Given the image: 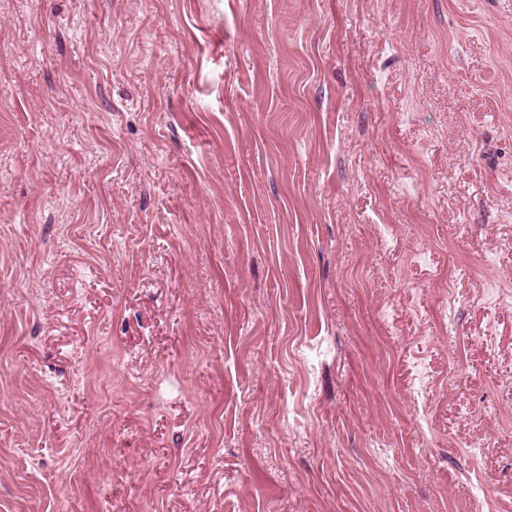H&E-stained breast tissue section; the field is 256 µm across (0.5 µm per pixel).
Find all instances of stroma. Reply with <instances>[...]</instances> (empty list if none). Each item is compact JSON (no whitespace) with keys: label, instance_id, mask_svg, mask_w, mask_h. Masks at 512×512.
Here are the masks:
<instances>
[{"label":"stroma","instance_id":"1","mask_svg":"<svg viewBox=\"0 0 512 512\" xmlns=\"http://www.w3.org/2000/svg\"><path fill=\"white\" fill-rule=\"evenodd\" d=\"M512 0H0V512H512Z\"/></svg>","mask_w":512,"mask_h":512}]
</instances>
